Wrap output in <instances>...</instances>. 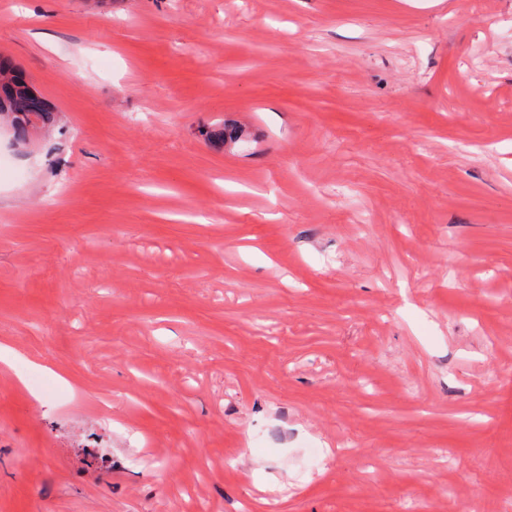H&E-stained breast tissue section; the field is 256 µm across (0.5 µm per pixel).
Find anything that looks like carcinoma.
Wrapping results in <instances>:
<instances>
[{"label": "carcinoma", "mask_w": 512, "mask_h": 512, "mask_svg": "<svg viewBox=\"0 0 512 512\" xmlns=\"http://www.w3.org/2000/svg\"><path fill=\"white\" fill-rule=\"evenodd\" d=\"M17 67L6 59H0V124L6 123L19 140H25L35 122L50 124L53 113L43 107L38 112L29 110L33 97L27 83L16 77Z\"/></svg>", "instance_id": "1"}]
</instances>
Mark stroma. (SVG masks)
Instances as JSON below:
<instances>
[{
    "label": "stroma",
    "mask_w": 512,
    "mask_h": 512,
    "mask_svg": "<svg viewBox=\"0 0 512 512\" xmlns=\"http://www.w3.org/2000/svg\"><path fill=\"white\" fill-rule=\"evenodd\" d=\"M489 15L512 0H0L57 114L0 132V512L512 504Z\"/></svg>",
    "instance_id": "1"
}]
</instances>
